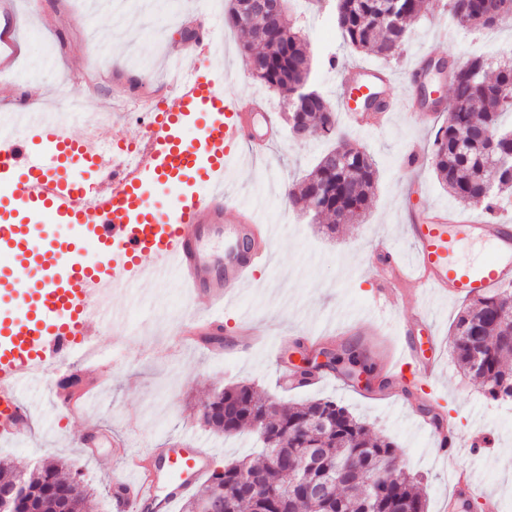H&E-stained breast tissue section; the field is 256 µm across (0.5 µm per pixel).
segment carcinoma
Returning <instances> with one entry per match:
<instances>
[{
	"label": "carcinoma",
	"instance_id": "obj_1",
	"mask_svg": "<svg viewBox=\"0 0 512 512\" xmlns=\"http://www.w3.org/2000/svg\"><path fill=\"white\" fill-rule=\"evenodd\" d=\"M449 12L462 29H491L494 16L512 11V0H450ZM425 11L423 0H397L395 17L387 16L383 0H336L332 20L344 43L356 51L373 52L384 58L400 54L412 22ZM286 8L266 18L256 16L250 0H230L227 23L248 33L241 48L243 63L256 61L261 70L250 76L269 90L288 94V114L301 111L306 132L321 131L337 139L287 196L295 205L307 202L314 216L327 214L334 219L328 229L345 224L364 213L371 202L378 172L369 154L337 137V111L312 82L313 62L301 35L291 30ZM451 112L453 121L436 131L432 144L431 166L448 194L462 206L481 204L491 211L499 196L512 195V126L501 122L512 114V59L494 61L484 55L468 60L452 79ZM499 169L490 183L483 169ZM453 355L458 367L479 379L485 393L496 401L512 399V289L498 288L469 300L453 325ZM484 356L479 370L471 368L474 352ZM240 408L224 420L214 415L203 422L226 436L244 429L255 433L264 425L268 434L260 437L263 461L235 460L221 472H213L196 492L184 500L182 512H196L201 501L221 496L224 512H257L258 502L271 492H291V486L308 478L303 465L304 451L317 448L323 459L315 476L332 483L328 501L299 497L289 512H361L369 504L371 512H426L424 497L416 479L398 467L397 445L389 438L375 436L371 427L353 416L331 398L284 404L263 396L251 384L222 390ZM328 421L327 429L314 425L315 419ZM379 459L388 474L379 484L369 482L368 467ZM59 461H46L25 477L36 489L48 478L80 489L75 500L77 512H90V493L80 480L61 476ZM257 477L252 495L235 491L241 473Z\"/></svg>",
	"mask_w": 512,
	"mask_h": 512
}]
</instances>
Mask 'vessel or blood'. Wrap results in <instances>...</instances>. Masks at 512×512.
I'll return each instance as SVG.
<instances>
[{"mask_svg": "<svg viewBox=\"0 0 512 512\" xmlns=\"http://www.w3.org/2000/svg\"><path fill=\"white\" fill-rule=\"evenodd\" d=\"M222 39L219 18L207 16L191 51L176 52L180 74L164 109L151 99L134 167L105 165L98 131L73 139L63 123L28 101L13 115L22 131L0 142V438L28 436L32 413L22 386L64 364L77 346L93 347L97 327L121 332L124 316L112 307L113 293L157 286L177 277L191 301L179 331L181 343L220 351L224 308L232 304L269 259L272 230L255 209L224 192L242 151L263 155L276 140L273 112L258 97L224 95L223 64L200 68L198 57L213 53ZM343 110L355 128H383L392 112L386 73L356 66L341 73ZM170 188L164 206L149 185ZM72 228L70 239L50 224ZM405 230L410 256L380 242L385 286L375 302L431 291L451 300L489 294L512 282V224L439 206L410 214ZM474 241L483 258L461 263L454 245ZM439 345L418 357L412 340L387 346L382 393L393 397L429 426L445 465L455 466L461 449L485 448L483 430L468 437L446 417L426 408L437 394ZM420 377L426 392L416 404L403 388ZM119 448L112 512H166L212 471L209 449L179 440L143 451ZM472 475L457 473L448 498L450 512L481 495Z\"/></svg>", "mask_w": 512, "mask_h": 512, "instance_id": "b4317fda", "label": "vessel or blood"}]
</instances>
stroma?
<instances>
[{
    "label": "stroma",
    "instance_id": "35a3bbf8",
    "mask_svg": "<svg viewBox=\"0 0 512 512\" xmlns=\"http://www.w3.org/2000/svg\"><path fill=\"white\" fill-rule=\"evenodd\" d=\"M91 0H9L0 23L13 25L21 52L14 68L0 71V112L10 111L26 99L65 113V96L81 94L87 82L97 86L95 97H85L86 119L104 117V134L117 136L124 129L122 144L137 143L140 124L130 107L136 96L167 94V60L183 37V20L199 14L198 0H170L171 26L156 25L152 19L133 14L129 26L136 37L132 49L121 45V31L112 34V64L93 68L94 47L90 32L107 29L104 11L91 8ZM333 0H312L311 4L289 10L288 21L300 29L314 58V82L330 99L341 93L338 71L353 65L385 66L392 75L391 94L401 96L412 90L410 71L417 58L443 59L463 64L475 54L512 53V16L495 29L481 32L453 30L448 0H436L410 28L408 41L399 56L382 60L376 54L350 50L329 19ZM243 34L232 27L223 29L222 61L231 69L224 86L226 97L251 94L282 113L283 98L253 81L241 58ZM52 59L51 72H33L18 81L16 72L42 56ZM337 67H330L329 58ZM149 63L153 84L132 90L128 76L139 73L140 63ZM438 122L420 124L405 108L393 112L389 123L377 131H353L378 170L373 201L361 223L343 224L332 234L310 223L301 207L288 203L287 187L295 185L331 148L332 142L319 135L307 141L282 134L265 155L247 162L237 174L226 177L224 189L244 204L258 209L264 223L273 225L274 238L269 265L259 271L240 300L224 310V334L232 336L239 317H247L270 336L285 335L290 342L282 351L257 347L213 357L198 349H187L178 358L166 350L187 304L176 283L136 293H116L114 306L126 313L123 335L104 329L96 335L98 357L84 362L81 354L73 360L83 363L87 374L100 377L99 396L88 413H71L48 396L43 381H31L22 396L33 413L37 434L12 444L0 440V462L29 471L45 459L67 463L92 492L94 512H112V490L107 472L113 461L110 443L95 452L80 448L79 442L94 427L112 430L125 437L130 448L159 446L171 439L191 438L197 446L211 449L215 470L225 463L251 454L256 442L250 431L225 437L205 427L199 419L203 402L215 391L249 382L279 401H301L332 397L356 417L366 421L381 437L392 439L400 448L397 463L416 475L426 500L427 512H445V497L454 484V468L442 465L430 431L395 403L372 396L368 388L344 385L340 374L317 385L287 390L279 383V369L288 365L297 344L306 336H326L333 352H353L359 365L374 378H382L384 359L371 347L367 333L372 325L374 291L383 269L375 261L379 240H387L402 253L411 245L404 232L407 212L430 206H446L450 200L430 162L406 168V149L420 144L431 150ZM419 305L431 321V329L411 322L409 307ZM462 301L433 296H407L404 304L389 308L388 319L408 326L412 339L428 346L430 336L441 343L438 395L442 413L454 417L461 435L481 427L488 445L480 454L462 453L457 467L472 472L487 494L495 496L500 512H512V404L489 400L482 385L455 366L451 353V326L462 309Z\"/></svg>",
    "mask_w": 512,
    "mask_h": 512
}]
</instances>
